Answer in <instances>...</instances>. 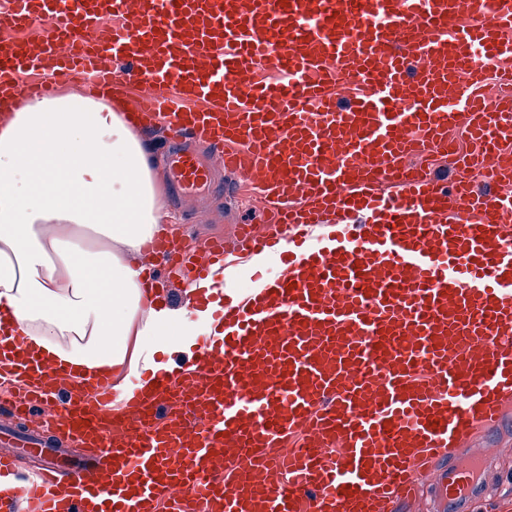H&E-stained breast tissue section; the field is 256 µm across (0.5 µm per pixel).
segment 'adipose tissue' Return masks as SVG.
I'll list each match as a JSON object with an SVG mask.
<instances>
[{"label": "adipose tissue", "instance_id": "adipose-tissue-1", "mask_svg": "<svg viewBox=\"0 0 512 512\" xmlns=\"http://www.w3.org/2000/svg\"><path fill=\"white\" fill-rule=\"evenodd\" d=\"M168 218L156 164L124 106L71 92L0 124V308L35 358L115 377L128 403L167 356L218 338L220 301L173 315L144 283L143 249Z\"/></svg>", "mask_w": 512, "mask_h": 512}]
</instances>
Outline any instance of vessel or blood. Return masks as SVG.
Returning <instances> with one entry per match:
<instances>
[{
    "instance_id": "1",
    "label": "vessel or blood",
    "mask_w": 512,
    "mask_h": 512,
    "mask_svg": "<svg viewBox=\"0 0 512 512\" xmlns=\"http://www.w3.org/2000/svg\"><path fill=\"white\" fill-rule=\"evenodd\" d=\"M121 14L119 27L101 16ZM27 31L24 39L15 38ZM512 0H13L0 13V98L133 88L132 125L163 123L178 190L215 168L258 185L266 222L152 254L224 290L223 351L160 375L132 410L0 342L11 413L49 405L101 470L22 481L33 512H396L435 477L470 512L512 425ZM287 73L258 81V62ZM41 82L22 84L23 72ZM465 126L474 145L453 136ZM450 159L452 177L417 164ZM485 174L474 183L471 171ZM247 287L229 253L277 252ZM469 449L454 460L457 449Z\"/></svg>"
}]
</instances>
